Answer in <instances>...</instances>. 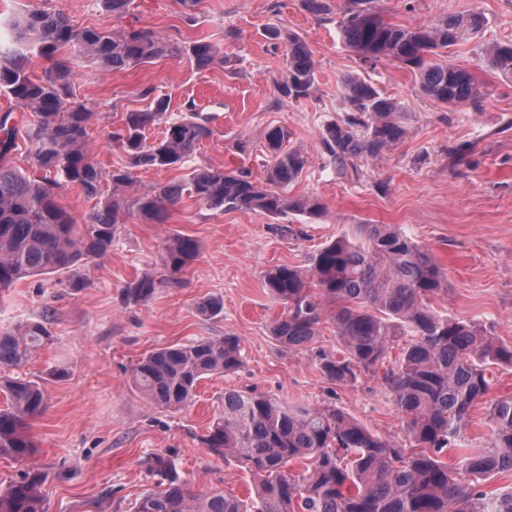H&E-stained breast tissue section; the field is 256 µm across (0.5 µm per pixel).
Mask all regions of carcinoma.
I'll return each mask as SVG.
<instances>
[{"mask_svg": "<svg viewBox=\"0 0 512 512\" xmlns=\"http://www.w3.org/2000/svg\"><path fill=\"white\" fill-rule=\"evenodd\" d=\"M341 21L343 42L367 65L395 61L418 74L419 90L445 107L475 102L480 85L469 71L449 60V49L476 37L485 27L478 11L451 13L430 26L403 27L387 22L370 7L372 0H352ZM10 41L0 44V92L29 112L26 125L0 117V300L18 282L68 269L105 254L118 225L134 210L143 220L163 224L169 207L183 195L211 209L260 211L278 216L288 210L310 215L323 211L316 198L290 199L289 184L301 177L305 159L284 147L288 131L268 129V164L264 185L246 170L193 167L181 181L160 184L131 201L105 198L79 226L59 204V190L76 185L89 197L102 196V181L127 187L133 171L178 169L212 134L206 119L189 103L171 119L168 97L155 89L140 91L144 109L125 113L110 140L126 164L103 173L86 153L91 113L71 100L74 65L85 59L112 72L127 71L159 58L187 57L197 69L224 63L208 41L173 42L156 32L130 27L119 35L80 27L62 11H27L9 21ZM287 43V76L278 84L284 99L311 95L316 66L307 44L297 35L271 33ZM50 63L36 76L30 59ZM483 58L512 77V43H494ZM346 117L329 124L321 142L339 170L352 158L376 160L406 134L397 101L384 96L368 79H342ZM167 120L162 139L149 143L145 132ZM24 147L40 174L11 164L12 152ZM199 242L184 234L169 237L163 265L166 281L198 256ZM272 297L287 312L272 324L278 345L291 350L312 344L319 325L330 319L345 346L340 355H320L321 373L339 384L364 374L377 378L402 414L411 446L400 447L372 432L336 407L291 403L272 395L224 391V411L201 436L209 451L249 472L251 496L243 500L218 490L194 491L180 480L164 452L143 459L161 478L143 495L135 512H512V489L493 498L480 490L492 476L512 471V397L487 407L490 439L483 448H463L467 416L489 390L485 365L512 367V346L498 344L473 323L452 319L431 306L444 283L432 253L390 224H358L356 236H338L320 247L311 268L276 265L264 275ZM162 281L151 274L130 283L126 301L151 297ZM223 301L210 297L198 304L205 317L222 313ZM408 336L396 364L382 367L387 340ZM51 341L44 323L0 328V370L21 367ZM243 365L234 336L205 338L158 348L132 368L134 387L153 405L179 411L193 400L199 383L215 374H231ZM0 457L22 465L36 445L28 420L47 406L45 385L21 377L0 376ZM453 449L460 466L442 459ZM298 459L308 461L300 475L288 471ZM45 475L24 470L0 490V512H45Z\"/></svg>", "mask_w": 512, "mask_h": 512, "instance_id": "1", "label": "carcinoma"}]
</instances>
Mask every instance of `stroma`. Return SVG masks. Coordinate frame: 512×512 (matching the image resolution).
Listing matches in <instances>:
<instances>
[{"label":"stroma","mask_w":512,"mask_h":512,"mask_svg":"<svg viewBox=\"0 0 512 512\" xmlns=\"http://www.w3.org/2000/svg\"><path fill=\"white\" fill-rule=\"evenodd\" d=\"M324 2L325 12L317 15L306 0H200L189 26L178 0H134L121 19L103 11L98 0H0V18L38 7L62 11L82 27L117 31L134 25L221 48L223 64L207 70L185 58L123 73L78 63L73 91L91 114L86 150L98 166L124 164L108 133L125 113L144 108L139 92L150 86L169 97L171 116L182 115L189 100L209 116L213 133L192 165L244 169L263 182L264 134L280 126L289 132L288 147L306 159L291 196H314L325 204L315 217L292 210L271 217L215 210L185 197L170 208L166 223L127 215L104 255L28 278L7 293L0 327L41 321L53 336L26 366L27 376L48 377L58 366L68 370L66 377L50 379L47 407L31 421L37 445L32 463L47 475L46 512H134L155 485L141 462L157 451L171 455L193 490L221 488L247 498L249 473L199 440L229 389L336 406L380 436L406 444L401 415L376 379L364 375L340 385L319 371L320 352L342 348L332 323L322 324L315 343L289 351L271 335L284 307L265 288L264 271L279 264L308 266L318 248L353 225L392 224L429 249L446 280L434 308L512 345V77L486 68L481 54L487 43L512 40V0H373L384 19L401 26H431L451 12L485 14L482 34L451 54L455 65L475 75L483 96L452 110L422 94L408 68L389 61L363 65L341 38L349 0ZM273 29L298 34L312 52L317 82L306 99L287 101L276 90L286 48L269 39ZM347 74L370 79L402 103L406 135L381 159L357 158L341 171L323 150L320 134L346 115L340 79ZM462 144L471 151L460 160L453 150ZM176 232L199 242L196 260L176 284L126 302V286L159 268L166 240ZM72 279L79 288L69 287ZM213 296L223 299L222 314L201 316L198 303ZM223 336L239 339L243 366L204 379L188 408L153 406L132 386L131 367L151 350ZM486 377L487 398L467 419L470 448L489 441L488 402L512 397L511 367L488 365Z\"/></svg>","instance_id":"obj_1"}]
</instances>
